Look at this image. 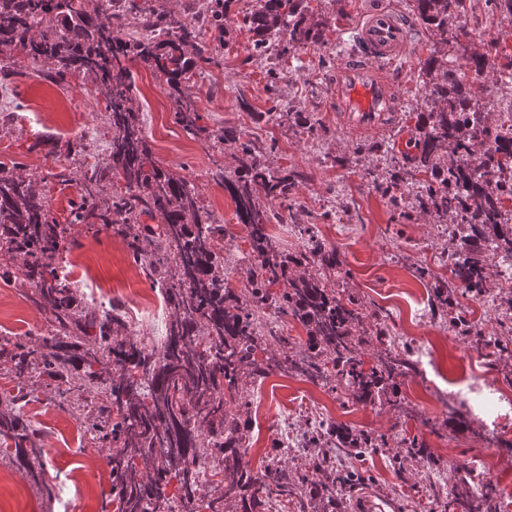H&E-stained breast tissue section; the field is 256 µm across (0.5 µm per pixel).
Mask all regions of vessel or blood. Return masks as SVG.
<instances>
[{"mask_svg":"<svg viewBox=\"0 0 512 512\" xmlns=\"http://www.w3.org/2000/svg\"><path fill=\"white\" fill-rule=\"evenodd\" d=\"M409 47V23L389 7L370 11L358 28V40L331 70L329 109L353 131L393 126L401 100L391 76L395 61Z\"/></svg>","mask_w":512,"mask_h":512,"instance_id":"1","label":"vessel or blood"}]
</instances>
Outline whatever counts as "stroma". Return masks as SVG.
Listing matches in <instances>:
<instances>
[{"label": "stroma", "mask_w": 512, "mask_h": 512, "mask_svg": "<svg viewBox=\"0 0 512 512\" xmlns=\"http://www.w3.org/2000/svg\"><path fill=\"white\" fill-rule=\"evenodd\" d=\"M377 0H348L345 14L334 17L329 0H306L310 18L324 21L322 42L280 54L271 46L264 57L252 50V35L242 23L256 0H232L227 34L219 65H206L184 91L195 97L203 126L231 125L265 147L264 160L276 171L291 175L293 199L280 208V219L270 224L286 254L296 255L311 227L335 247L340 274L334 287L366 306L379 308L389 334L407 347L423 344L433 353L437 375L427 381L410 372L400 386V407L378 400L367 405L332 391L330 385L276 372L253 380L250 404L241 414L250 446L244 467L257 472L271 457H280L292 475H302L313 450L308 436L319 424H345L384 442L382 448L357 460L336 449L337 465L362 471L365 480L343 493V512H353L363 493L373 491L397 503L398 512H448V490L456 465L482 460L503 499L512 498V420L503 421L497 438L487 436L478 412L457 417L437 403L432 385L452 387L478 374L512 390V356L501 357L478 348L470 337L459 335L448 316L457 314L478 325L498 326L504 315L495 296L502 283L500 261L489 257L485 292L480 297L457 294L452 312L433 308V293L451 280L449 256L456 240L448 232L452 219L424 208V177L411 170L414 153L409 131L419 112L432 101L418 79L420 64L431 46L418 24L410 26V51L393 68V77L405 100L392 129L360 133L342 126L327 108L326 76L336 60L352 45L363 17ZM460 23L470 34L471 50L489 58L482 83L484 94L498 104L488 121L496 125L512 111V13L496 0H466ZM13 75L0 81V113L11 119L0 125V164L18 166L23 175H46L48 168H67L73 181L48 182L45 191L50 214L64 221L69 206L78 201L76 184L89 164L109 160L107 123L103 105L94 96L91 78L66 74L49 79L51 63L34 64L25 51L14 50ZM134 108L149 135L156 160L170 173L192 181L198 197L219 222L234 225L224 239V285L248 298V271L253 257L246 227L237 226L235 204L212 174H233L237 161L232 149L214 151L187 133L173 117L175 102L166 85L150 70L132 66ZM248 109H240V102ZM277 120H267L271 108ZM307 112L316 129L307 132L294 115ZM75 130L87 150L77 155L57 153ZM56 159H49V152ZM401 173L405 203L393 206L377 186ZM78 241L67 256L73 280L91 281L108 290L115 300L141 306L150 282L133 263L122 239L97 235L75 224ZM34 290L25 281L0 279V336L25 338L46 327L47 311L34 303ZM9 357L0 358V391L22 384L27 390L22 414L44 450L45 480L54 487L46 498L32 484L23 459L0 455V512H62L72 503L74 512H101L112 498V479L103 449L86 436L76 417L54 403L55 384L47 376L14 382ZM423 441L426 454L407 472L394 470L391 460L404 453L411 437Z\"/></svg>", "instance_id": "obj_1"}]
</instances>
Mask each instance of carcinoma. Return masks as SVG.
<instances>
[{
  "label": "carcinoma",
  "mask_w": 512,
  "mask_h": 512,
  "mask_svg": "<svg viewBox=\"0 0 512 512\" xmlns=\"http://www.w3.org/2000/svg\"><path fill=\"white\" fill-rule=\"evenodd\" d=\"M230 2L209 0L204 11L185 17L142 16L137 0H0V73L12 72V51L21 46L34 63L60 65L61 77L71 70L88 74L96 99L105 103L111 133L110 162L82 174L80 202L65 224L51 218L35 179L0 165V245L14 260L0 277L29 282L49 312L46 333L23 341L1 336L0 356H10L16 378L38 372L56 382V405L81 419L90 438L106 449L119 512H228L231 506L235 512H266L272 494L295 499L300 512H308L318 500L327 501L334 512L335 491L358 482L360 475L352 471L326 482L315 480L334 470L328 450L318 443L325 438L344 443L361 458L381 447V440L328 423L312 436L317 445L310 459L312 474L291 483L275 456L254 474L241 463V451L249 444L240 420L249 406L243 376L256 379L285 369L314 382L332 380L354 402L366 403L396 393L397 379L413 368L411 351L378 328L382 349L377 363L363 369L355 332L365 316L377 321L380 316L366 313L359 301L330 287L338 265L336 249L313 228L306 229L305 248L290 261L313 265L316 273L293 276L279 238L268 231L276 215L259 199L286 201L293 182L265 164L262 149L240 130L198 125L195 100L181 88L199 64L215 60V46L224 43ZM464 2L415 0L420 25L435 38L418 75L434 106L418 114L415 171L426 175L431 207L458 221L467 216L469 227L451 254L453 282L437 289L442 304L450 303L458 288L482 294L488 248L512 260V219L504 210V201L512 199V184L488 179L498 170H512V128L488 123L467 78L469 72L483 74L489 60L468 51L469 32L458 25ZM48 14L54 19L47 22ZM114 15L139 18L144 33L115 29ZM243 23L256 36L254 49L260 56L272 41L283 43L285 52L315 45L324 26L309 22L304 0H256ZM134 61L165 78L174 95L177 124L211 149L229 146L235 152L234 175L221 170L213 178L230 193L256 257L247 301L224 287V225L201 206L189 180L169 173L153 158L133 107L128 63ZM115 169L123 171L125 185L104 203L101 194L112 184ZM143 215H156L161 223L142 224ZM72 224L122 238L151 285L163 291L169 322L161 348L133 336L120 303L107 311L88 307L73 282L59 276L56 259L75 245L68 235ZM280 285L281 291H270ZM264 309L289 315L306 329L302 357L256 358L263 344L257 314ZM453 325L461 335L475 337L477 345L493 348L494 355L512 349V338L487 337L462 317ZM101 391L106 402L99 405L95 394ZM26 396L23 387L0 396V436L10 438L14 453L27 458L31 480L42 488L43 449L34 444L18 407ZM203 446L220 454L221 475L204 496L195 468ZM423 448L412 437L405 453L393 458L394 466L405 470ZM172 479L179 490L175 501L166 495ZM448 507L453 512H499L496 489L490 485L476 497L470 479L459 471L448 492Z\"/></svg>",
  "instance_id": "cac0c4a2"
}]
</instances>
